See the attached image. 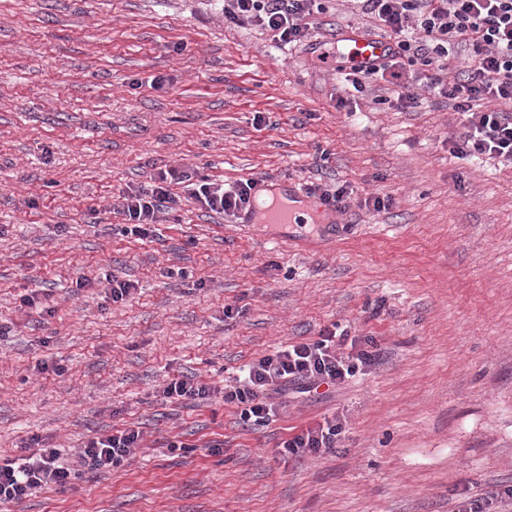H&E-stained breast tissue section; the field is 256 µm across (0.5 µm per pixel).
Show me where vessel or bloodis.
I'll return each mask as SVG.
<instances>
[{
	"label": "vessel or blood",
	"mask_w": 512,
	"mask_h": 512,
	"mask_svg": "<svg viewBox=\"0 0 512 512\" xmlns=\"http://www.w3.org/2000/svg\"><path fill=\"white\" fill-rule=\"evenodd\" d=\"M342 45L353 57L355 63L366 64L383 56L388 47L385 39L354 30L342 39ZM259 195H273L281 198L279 207L268 208L265 211L249 209L242 214L241 221L245 224L264 223L270 227L284 228L291 224L300 223L302 215L317 216L326 212L327 206L322 201L299 189L295 182L288 179L270 180L260 184Z\"/></svg>",
	"instance_id": "1"
}]
</instances>
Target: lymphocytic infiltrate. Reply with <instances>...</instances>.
<instances>
[{
    "instance_id": "1",
    "label": "lymphocytic infiltrate",
    "mask_w": 512,
    "mask_h": 512,
    "mask_svg": "<svg viewBox=\"0 0 512 512\" xmlns=\"http://www.w3.org/2000/svg\"><path fill=\"white\" fill-rule=\"evenodd\" d=\"M326 0H224V21L239 27L257 26L281 45L308 40ZM362 13L373 16L391 43L388 55L369 66H351L354 89L375 80H390L397 89L396 106L418 103L416 87L448 100L463 117L462 129L448 140L456 158H499L512 162V0H359ZM469 56L457 75L448 61L456 48ZM420 64L413 81L403 78L408 64ZM186 188L202 208L238 215L249 209L255 179L226 187L196 172L170 167L159 170L148 189L122 195L120 208L128 220L122 232L137 239L157 240L163 214L174 210L173 186ZM381 361L370 336H349L335 327L317 338L289 344L253 361L235 384H205L185 376L163 386L162 399L193 406L219 399L237 410L244 427L268 426L287 407L291 395L334 389L366 374ZM339 419L308 427L280 443L295 458L331 452L341 439ZM144 446L139 427L124 426L89 438L81 448H54L40 437L26 442L22 456L0 462V505L19 502L46 489L74 488L84 476L118 470L131 464Z\"/></svg>"
}]
</instances>
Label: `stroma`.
<instances>
[{
    "label": "stroma",
    "instance_id": "35a3bbf8",
    "mask_svg": "<svg viewBox=\"0 0 512 512\" xmlns=\"http://www.w3.org/2000/svg\"><path fill=\"white\" fill-rule=\"evenodd\" d=\"M319 23L280 50L216 0H0V458L33 436L145 435L128 467L11 512H460L512 485V163L453 157L447 100L403 110L390 83L359 93L318 60L340 32H375L351 0ZM166 166L354 193L330 241L311 224L269 243L187 197L163 243L123 236L120 196ZM109 276L134 298L108 300ZM39 289L54 311L27 316ZM334 323L375 337L383 364L260 430L158 395L186 375L233 383ZM333 417V452L278 453Z\"/></svg>",
    "mask_w": 512,
    "mask_h": 512
}]
</instances>
